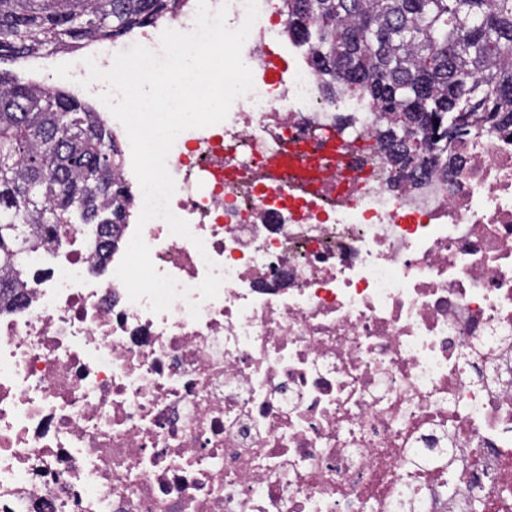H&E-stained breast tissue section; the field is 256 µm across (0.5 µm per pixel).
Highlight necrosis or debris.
Listing matches in <instances>:
<instances>
[{
    "label": "necrosis or debris",
    "mask_w": 512,
    "mask_h": 512,
    "mask_svg": "<svg viewBox=\"0 0 512 512\" xmlns=\"http://www.w3.org/2000/svg\"><path fill=\"white\" fill-rule=\"evenodd\" d=\"M258 6L253 90L167 157L204 250L142 229L192 290L162 313L115 275L143 197L99 106L133 203L107 253L98 225L60 226L0 311V512H465L423 465L448 450L512 512V127L401 176L380 107L325 98L276 0Z\"/></svg>",
    "instance_id": "obj_1"
}]
</instances>
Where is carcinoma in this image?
Returning a JSON list of instances; mask_svg holds the SVG:
<instances>
[{"instance_id": "carcinoma-1", "label": "carcinoma", "mask_w": 512, "mask_h": 512, "mask_svg": "<svg viewBox=\"0 0 512 512\" xmlns=\"http://www.w3.org/2000/svg\"><path fill=\"white\" fill-rule=\"evenodd\" d=\"M179 0H0V61L77 50L154 23ZM332 97L351 85L391 117L381 144L406 175L482 124H512V0H282ZM90 105L0 71V305L28 287L23 255L61 224H119L129 194Z\"/></svg>"}]
</instances>
